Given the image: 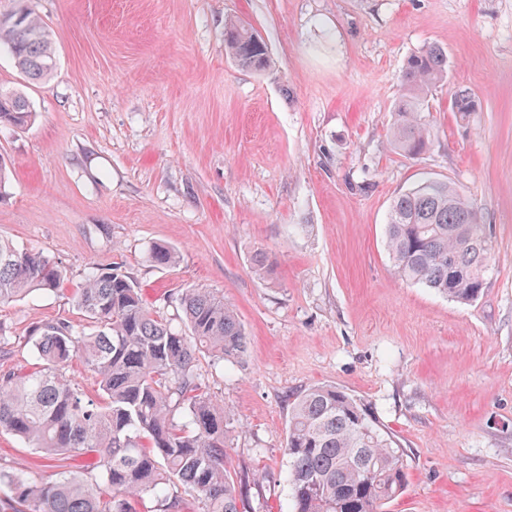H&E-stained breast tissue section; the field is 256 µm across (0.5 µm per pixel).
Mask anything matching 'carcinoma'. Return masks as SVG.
I'll return each instance as SVG.
<instances>
[{"instance_id": "obj_1", "label": "carcinoma", "mask_w": 512, "mask_h": 512, "mask_svg": "<svg viewBox=\"0 0 512 512\" xmlns=\"http://www.w3.org/2000/svg\"><path fill=\"white\" fill-rule=\"evenodd\" d=\"M240 22L224 24V48L242 68L270 66L264 41ZM6 49L28 78L40 81L55 69L49 31L30 12L0 27ZM448 79V55L435 45L411 55L403 68L390 144L407 157L420 155L430 132L421 112L432 91ZM477 101L452 96L464 118ZM33 112L26 97L0 99V126H23ZM478 210L447 181L423 180L391 202L386 246L395 274L456 302L476 299L486 285L493 254L491 235ZM156 266L177 262L174 248L154 245ZM254 273L267 275L273 261L251 258ZM64 275L58 262L0 237V304L33 294H56ZM87 325L34 324L26 344V369L0 370V431L44 457L65 461L92 455L96 475L67 468L48 483L21 468L0 470V512H136L149 496L159 512H181L178 484L203 512H247L246 479L226 463L230 415L202 387L197 366L208 355L238 362L247 337L224 296L186 288L176 297L184 316L178 328L143 300L138 286L116 266L92 269L71 293ZM94 375L101 400L88 398L66 376L73 360ZM180 413L188 424L180 425ZM294 512H384L407 484L402 449L362 400L333 385L313 386L291 402L285 446Z\"/></svg>"}]
</instances>
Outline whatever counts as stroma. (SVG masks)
Returning a JSON list of instances; mask_svg holds the SVG:
<instances>
[{
	"instance_id": "1",
	"label": "stroma",
	"mask_w": 512,
	"mask_h": 512,
	"mask_svg": "<svg viewBox=\"0 0 512 512\" xmlns=\"http://www.w3.org/2000/svg\"><path fill=\"white\" fill-rule=\"evenodd\" d=\"M50 32L56 67L28 80L0 54V89L35 113L0 127L11 173L0 236L54 258L62 292L0 305L13 339L83 322L71 292L121 267L174 316L185 288L223 293L247 335L238 363L201 361L233 419L232 472L257 476L249 512H293L289 399L332 384L368 403L403 450L404 492L386 512H512V0H0ZM248 23L272 67L245 70L224 23ZM448 53L423 112L430 144L391 150L406 59ZM465 89L479 105L451 110ZM453 183L487 224L492 272L463 304L395 277L392 199ZM175 248L177 265L148 260ZM271 276L251 269L255 252ZM54 479V462L0 433V470Z\"/></svg>"
}]
</instances>
